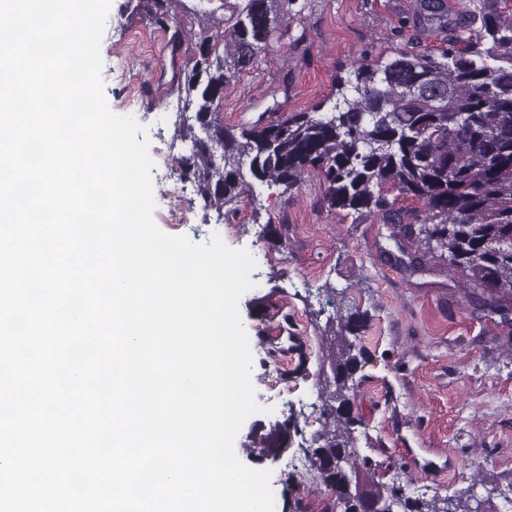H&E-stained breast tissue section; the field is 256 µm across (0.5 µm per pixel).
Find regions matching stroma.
<instances>
[{
    "mask_svg": "<svg viewBox=\"0 0 512 512\" xmlns=\"http://www.w3.org/2000/svg\"><path fill=\"white\" fill-rule=\"evenodd\" d=\"M288 31L261 51L254 67L224 89V124L231 129L267 122L277 113L309 112L336 96V80L360 63L388 61L412 42L435 51L442 42L408 28L416 0H297ZM101 55L111 64L121 50L125 76L103 72L111 111L137 112L150 152L168 146L184 154L174 122L190 39L151 27L132 0H112ZM154 219L162 231L193 243L219 235L233 249L257 253L256 288L238 310L248 337L278 333L312 346L307 370L270 385L260 352L251 379L259 413L249 416L234 445L242 462L270 473L275 512H343L321 480L295 469L324 423L315 374L337 316L359 309L364 362L356 376L353 412L363 418L362 454L398 478L408 492L454 497L473 490L493 505L512 488V326L475 312L465 274L439 260L410 274L394 263L391 225L372 216L342 215L322 202L316 173L292 190L257 187L223 210L204 208L196 185L186 197L166 195L164 166L152 170ZM183 207L185 224L166 223L169 206ZM298 421L290 448L277 458L258 444L275 422Z\"/></svg>",
    "mask_w": 512,
    "mask_h": 512,
    "instance_id": "35a3bbf8",
    "label": "stroma"
}]
</instances>
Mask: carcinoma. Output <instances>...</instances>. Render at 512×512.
I'll list each match as a JSON object with an SVG mask.
<instances>
[{
	"label": "carcinoma",
	"instance_id": "obj_1",
	"mask_svg": "<svg viewBox=\"0 0 512 512\" xmlns=\"http://www.w3.org/2000/svg\"><path fill=\"white\" fill-rule=\"evenodd\" d=\"M182 0H138L149 20L181 29L170 13ZM293 0H236L230 15L196 9L199 32L184 72L175 137L189 144L182 175L197 183L204 206L221 210L252 190L247 178L288 191L318 172L322 200L338 213H365L417 242L410 267L430 259L468 273L476 309L511 324L512 305V6L479 0L466 18L447 0H417L399 28L444 35L436 54L411 46L385 63L362 64L339 78L326 115H285L234 131L224 126V85L252 68L288 20ZM411 199L422 207L401 205ZM365 314L338 317L334 342L318 369L324 425L303 449L308 470L327 483L324 460L346 486L337 500L356 512L360 497L382 501L383 512H488L473 495L427 499L401 484L374 480L379 464L361 455L363 421L350 413V392L364 358L357 331ZM289 420L271 427L260 445L284 452Z\"/></svg>",
	"mask_w": 512,
	"mask_h": 512
}]
</instances>
